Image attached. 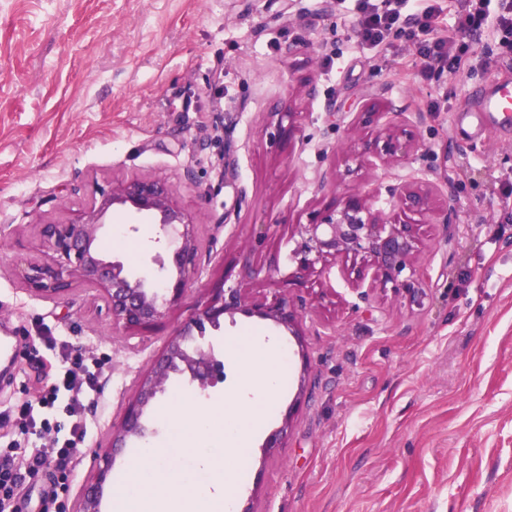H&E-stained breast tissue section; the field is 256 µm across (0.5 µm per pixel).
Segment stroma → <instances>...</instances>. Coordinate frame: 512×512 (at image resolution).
Segmentation results:
<instances>
[{
    "label": "stroma",
    "mask_w": 512,
    "mask_h": 512,
    "mask_svg": "<svg viewBox=\"0 0 512 512\" xmlns=\"http://www.w3.org/2000/svg\"><path fill=\"white\" fill-rule=\"evenodd\" d=\"M434 36L461 41L454 72L423 75L416 42H359L354 0H0V329L38 347L41 328L72 353L110 362L75 484L90 481L136 380L152 368L195 302L224 278L250 300L290 296L301 337L256 317L208 332L221 369L205 387L171 376L201 401L241 387L228 336L288 347L287 385L247 457L228 458L241 501L255 512H512V130L460 134L454 117L493 80L512 79V47L488 29L461 37L451 0ZM308 96L288 97L290 81ZM405 113L425 154L417 165L447 185L435 202L444 224L421 228L422 304L406 294L291 284L289 239L332 206V176L369 185L373 162L346 175L337 144L364 104ZM297 112L281 133L277 113ZM359 136H370L356 126ZM237 178L225 183L224 145ZM159 179L195 218L201 240L190 296L149 328L113 327L99 291L77 282L59 303L31 296L12 273L30 257L40 225L77 220L99 189ZM269 225L256 239L258 225ZM152 215L112 214L103 248L136 245L133 273L159 281ZM309 369H302V359ZM40 349L22 360L0 410L37 397L59 363ZM291 426H284L285 416ZM144 437L114 456L100 512H112L134 449L167 441L156 410ZM286 428L283 446L262 445Z\"/></svg>",
    "instance_id": "1"
}]
</instances>
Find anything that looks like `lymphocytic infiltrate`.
Instances as JSON below:
<instances>
[{"label": "lymphocytic infiltrate", "instance_id": "lymphocytic-infiltrate-1", "mask_svg": "<svg viewBox=\"0 0 512 512\" xmlns=\"http://www.w3.org/2000/svg\"><path fill=\"white\" fill-rule=\"evenodd\" d=\"M492 0H456L459 32L473 34L495 23L505 37H512V0L504 11H491ZM361 41L381 45L398 35L414 38L429 30L438 16L435 6H421L416 0H359ZM104 358L64 354L45 391L35 399L11 404L0 411V428H13L10 439L0 442V512H20L17 487L28 476L46 475L49 486L41 500V512H64L73 483V458L83 447L89 425L87 403L99 393ZM63 403L65 423L51 425L47 409Z\"/></svg>", "mask_w": 512, "mask_h": 512}]
</instances>
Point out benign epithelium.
Wrapping results in <instances>:
<instances>
[{"mask_svg": "<svg viewBox=\"0 0 512 512\" xmlns=\"http://www.w3.org/2000/svg\"><path fill=\"white\" fill-rule=\"evenodd\" d=\"M359 124L375 126L372 139L354 136L348 129L339 149L347 160L361 168L370 158L379 159L387 173L374 186L343 185L340 198L308 224L298 227V239L288 253L294 266L288 278L302 284L330 274L338 262L349 290L363 288L404 292L411 302L422 303L424 288L416 277L414 261L419 249V225L433 223L434 200L441 192L440 178L426 179L414 169L421 144L402 127L399 114L385 112L375 103L360 112ZM232 143H224V182L235 179ZM401 167L403 175L391 173ZM173 189L160 180H134L103 190L78 220L69 224L40 226V259H23L13 268L35 296L60 300L80 279L101 291L115 325L145 327L182 303L190 291L199 250L197 224L174 203ZM116 210L151 214L157 224L160 251L152 261L166 271L161 284L131 278L121 260L106 254L98 232ZM257 316L301 336L297 314L290 300L280 296L270 303H254L239 283L212 288L198 300L191 314L178 325L163 354L140 378L134 400L128 403L122 421L113 430L106 448L98 452L99 463L90 482L79 491L78 512H99L104 484L112 471L113 456L132 436H142V418L163 391L172 375H187L199 384L213 376L214 362L204 344L206 327L219 329L235 316Z\"/></svg>", "mask_w": 512, "mask_h": 512, "instance_id": "benign-epithelium-1", "label": "benign epithelium"}]
</instances>
